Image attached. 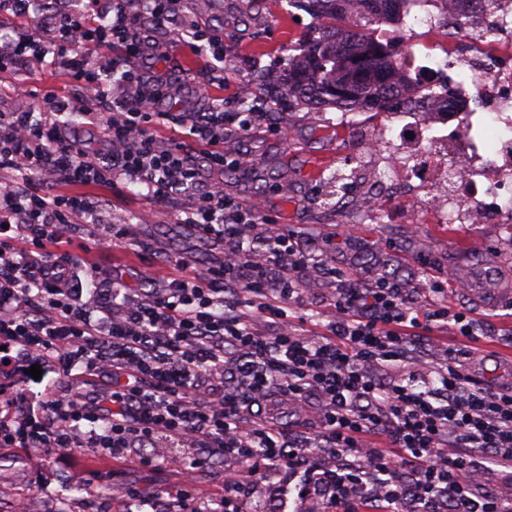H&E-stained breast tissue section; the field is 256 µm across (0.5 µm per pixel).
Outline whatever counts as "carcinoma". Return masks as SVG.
<instances>
[{"label":"carcinoma","instance_id":"obj_1","mask_svg":"<svg viewBox=\"0 0 512 512\" xmlns=\"http://www.w3.org/2000/svg\"><path fill=\"white\" fill-rule=\"evenodd\" d=\"M307 11L319 20L336 18L345 0H304ZM288 84L294 99L311 106L347 110L370 101L385 102L394 93L388 52L362 31L346 39L319 24L301 59H288Z\"/></svg>","mask_w":512,"mask_h":512}]
</instances>
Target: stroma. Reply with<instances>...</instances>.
I'll return each mask as SVG.
<instances>
[{
  "label": "stroma",
  "instance_id": "35a3bbf8",
  "mask_svg": "<svg viewBox=\"0 0 512 512\" xmlns=\"http://www.w3.org/2000/svg\"><path fill=\"white\" fill-rule=\"evenodd\" d=\"M185 7L199 24L223 29L224 76L203 83L207 56L159 41L153 55L132 58L129 64L144 82L163 77L176 86L175 98L159 102L162 112H204L218 99L225 111H239L240 82L250 80L257 94H265V73L283 68L311 22L288 0H185ZM52 91L80 104L88 101L64 71L34 59L21 73L0 74V109L42 110ZM335 115L332 108L321 113L305 106L266 113L248 136L227 142V149L251 159L249 168L229 177L206 165L204 143L183 141L199 163L203 180L223 183L225 194L246 206L261 199L269 219L294 234L304 250L325 254L337 267L364 279L380 270L409 288H424L433 280L447 282L449 305L471 312L477 323L485 358L471 364V373L499 386L512 385V237L498 224H377L357 207L349 212L357 233L347 236L336 219V174L346 168L336 155V142L351 139L353 132L333 125ZM290 183L295 192H284ZM98 195L114 219L135 225L137 245L86 253L73 243L58 250L59 260L93 264L104 272L120 268L133 286L137 270L161 262L177 273L201 270L222 252L221 244L201 241L193 228L180 223L183 200L159 204L148 197L146 187L123 181ZM101 467L87 449L63 459L1 450L0 504L13 499V479L18 476L28 493L57 502L60 512L72 500L93 512H110L105 483H96L89 492L78 483L79 477ZM184 478L168 468L134 465L117 468L115 475L119 482L169 492L181 489Z\"/></svg>",
  "mask_w": 512,
  "mask_h": 512
}]
</instances>
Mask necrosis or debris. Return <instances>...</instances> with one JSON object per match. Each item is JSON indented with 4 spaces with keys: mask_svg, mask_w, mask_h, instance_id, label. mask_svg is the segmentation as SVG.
Here are the masks:
<instances>
[{
    "mask_svg": "<svg viewBox=\"0 0 512 512\" xmlns=\"http://www.w3.org/2000/svg\"><path fill=\"white\" fill-rule=\"evenodd\" d=\"M343 18L349 30L368 21L375 42L395 46L398 89L386 113L341 114L367 135L342 147L358 163L339 205H360L381 224L412 210L429 224L512 229V0H408L391 24L347 0ZM424 30L441 31L446 46L421 45ZM487 125L500 131L490 148Z\"/></svg>",
    "mask_w": 512,
    "mask_h": 512,
    "instance_id": "1",
    "label": "necrosis or debris"
}]
</instances>
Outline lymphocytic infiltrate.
Instances as JSON below:
<instances>
[{
    "mask_svg": "<svg viewBox=\"0 0 512 512\" xmlns=\"http://www.w3.org/2000/svg\"><path fill=\"white\" fill-rule=\"evenodd\" d=\"M132 0H99L53 15L50 44L13 27L0 71L52 55L56 68L91 89L82 117L103 150L76 145L70 98L49 95L44 111L0 110V447L47 454L95 449L104 459L184 473L224 468L221 495L163 494L108 482L119 512H281L289 490L308 512H512V497L472 486L492 467L512 471V388L482 384L468 364L480 355L470 313L448 305L432 282L421 299L385 275L363 281L304 254L293 235L269 223L260 204L241 207L206 183L167 125L205 142L210 168L242 166L225 141L244 136L252 112H161L173 88H147L125 60L97 67L87 45L144 52L131 33ZM154 29L201 43L224 59V33L188 18L184 0H141ZM146 185L157 202L185 197V223L224 245L199 273L142 272L128 287L84 286L83 268L54 257L85 231L83 251L130 246L133 225L108 220L95 188ZM57 184L75 193H52ZM330 279L327 324L306 329L293 311L310 273ZM468 340L451 348L446 332ZM53 367L61 386L28 395L23 368ZM96 389H89V382ZM313 409L315 428L292 433L277 406Z\"/></svg>",
    "mask_w": 512,
    "mask_h": 512,
    "instance_id": "obj_1",
    "label": "lymphocytic infiltrate"
}]
</instances>
